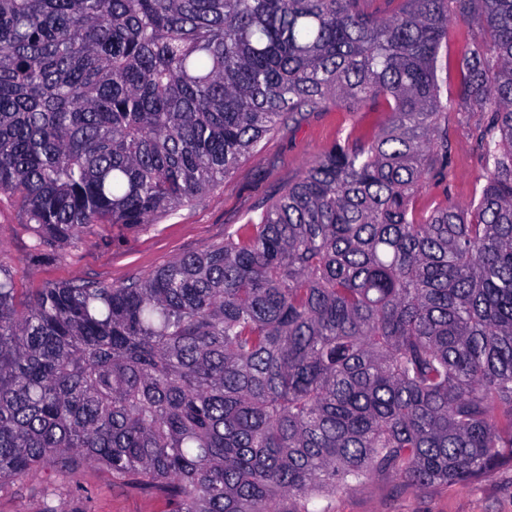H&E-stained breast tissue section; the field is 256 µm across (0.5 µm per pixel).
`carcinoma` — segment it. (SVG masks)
<instances>
[{"instance_id": "1", "label": "carcinoma", "mask_w": 512, "mask_h": 512, "mask_svg": "<svg viewBox=\"0 0 512 512\" xmlns=\"http://www.w3.org/2000/svg\"><path fill=\"white\" fill-rule=\"evenodd\" d=\"M0 0V196L58 255L192 206L282 126L383 104L224 242L16 303L0 265V484L85 464L167 512H315L512 464V0ZM454 107L478 201L416 206ZM450 27L452 29V37L448 41V60L451 62V68L448 70V74L446 75V72H443V100L448 98V102L453 101L455 99V89H456V83H457V74L453 67V64L455 62V59L459 53V50L464 45L467 34L469 31V27L467 24L458 21L453 20L450 24Z\"/></svg>"}]
</instances>
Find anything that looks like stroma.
<instances>
[{
    "mask_svg": "<svg viewBox=\"0 0 512 512\" xmlns=\"http://www.w3.org/2000/svg\"><path fill=\"white\" fill-rule=\"evenodd\" d=\"M483 119L476 110L451 114L447 176L443 183L424 189L419 207L430 208L446 199L459 205L478 199L482 183L476 129ZM388 121L382 107L352 112L332 103L307 113L299 124L282 127L264 139L258 154L242 162L200 204L178 208L156 224L97 225L83 243L49 263L28 262L31 228L18 202L1 197L0 264L14 271L22 301L44 284L76 278L123 284L179 256L222 242L227 230L257 216L260 204L294 182L308 158L324 153L340 136L372 135ZM315 507L317 512H512V466L468 484L425 489L376 476L360 487L317 501ZM165 508L161 494L117 484L110 470L94 463L86 464L76 486L45 470L0 487V512H164Z\"/></svg>",
    "mask_w": 512,
    "mask_h": 512,
    "instance_id": "1",
    "label": "stroma"
}]
</instances>
